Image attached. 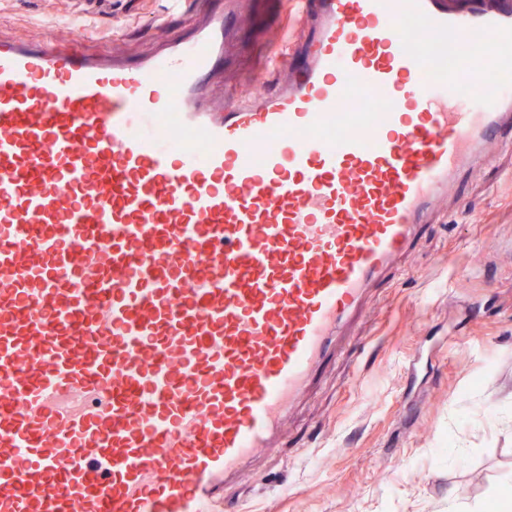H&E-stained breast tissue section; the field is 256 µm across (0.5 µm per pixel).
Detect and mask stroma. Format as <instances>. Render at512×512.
<instances>
[{
	"label": "stroma",
	"mask_w": 512,
	"mask_h": 512,
	"mask_svg": "<svg viewBox=\"0 0 512 512\" xmlns=\"http://www.w3.org/2000/svg\"><path fill=\"white\" fill-rule=\"evenodd\" d=\"M227 10L213 98L285 48L293 13ZM187 0H0V36L75 41L137 60L181 35ZM512 498V148L493 141L435 208L391 277L341 328L336 355L289 407L276 445L224 485V512H498Z\"/></svg>",
	"instance_id": "35a3bbf8"
}]
</instances>
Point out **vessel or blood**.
Wrapping results in <instances>:
<instances>
[{
    "label": "vessel or blood",
    "mask_w": 512,
    "mask_h": 512,
    "mask_svg": "<svg viewBox=\"0 0 512 512\" xmlns=\"http://www.w3.org/2000/svg\"><path fill=\"white\" fill-rule=\"evenodd\" d=\"M295 11L304 63L251 104L205 94L220 11L133 62L0 38V512H224L512 125V0Z\"/></svg>",
    "instance_id": "b4317fda"
}]
</instances>
